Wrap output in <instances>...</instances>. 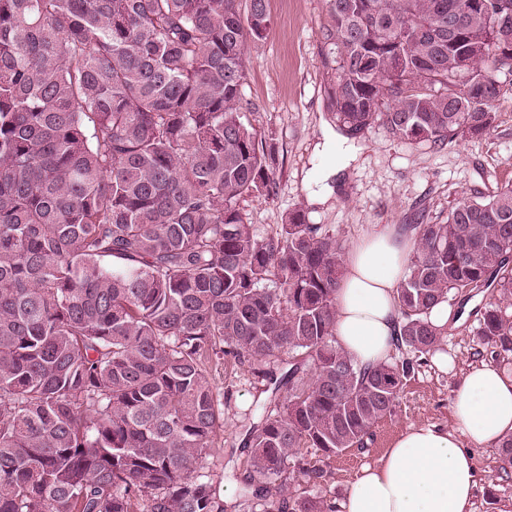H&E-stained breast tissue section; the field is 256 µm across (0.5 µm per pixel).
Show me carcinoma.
I'll return each instance as SVG.
<instances>
[{
  "mask_svg": "<svg viewBox=\"0 0 512 512\" xmlns=\"http://www.w3.org/2000/svg\"><path fill=\"white\" fill-rule=\"evenodd\" d=\"M268 0H0V512H224L197 461L224 427L209 368L288 352L251 427L243 503L335 512L309 486L393 412L407 359L336 345L344 247L289 213L259 238L241 198L276 190L279 150L241 121ZM461 0H329L336 119L443 145L497 127L493 23ZM477 80L470 97L456 88ZM418 239L397 350L434 353L430 310L512 257V185L464 197ZM479 336L512 353V279Z\"/></svg>",
  "mask_w": 512,
  "mask_h": 512,
  "instance_id": "carcinoma-1",
  "label": "carcinoma"
}]
</instances>
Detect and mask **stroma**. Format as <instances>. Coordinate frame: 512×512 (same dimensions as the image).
Segmentation results:
<instances>
[{
    "label": "stroma",
    "mask_w": 512,
    "mask_h": 512,
    "mask_svg": "<svg viewBox=\"0 0 512 512\" xmlns=\"http://www.w3.org/2000/svg\"><path fill=\"white\" fill-rule=\"evenodd\" d=\"M268 10L269 30L248 48L242 88L244 123L273 138L279 150L275 195L240 203L259 236L301 210L349 248L371 225L406 224L419 209L443 218L461 196L512 184V75L501 79L494 104L498 127L491 134L443 147L400 140L379 124L350 136L339 129L332 105L336 48L326 38L328 0H268ZM498 297L494 285L451 294L439 349L415 362L393 412L363 445L331 458L328 477L314 494L339 502L362 467L376 463L408 426L454 427L452 393L470 366L485 362L512 372V362L478 338L482 314ZM211 382L224 404V428L199 467L221 480L226 512H242L237 475L247 457L243 443L271 404L267 380L247 367L218 366ZM474 459L478 487L471 512H512V471L503 472L497 450H475Z\"/></svg>",
    "instance_id": "35a3bbf8"
}]
</instances>
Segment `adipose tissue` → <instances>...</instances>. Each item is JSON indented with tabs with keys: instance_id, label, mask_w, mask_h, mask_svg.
<instances>
[{
	"instance_id": "obj_1",
	"label": "adipose tissue",
	"mask_w": 512,
	"mask_h": 512,
	"mask_svg": "<svg viewBox=\"0 0 512 512\" xmlns=\"http://www.w3.org/2000/svg\"><path fill=\"white\" fill-rule=\"evenodd\" d=\"M414 231L376 224L348 251L336 290V343L361 367L388 361L401 329L397 287L408 272ZM455 428L411 426L350 483L339 512H469L477 487L474 451L512 437V375L472 367L453 392Z\"/></svg>"
}]
</instances>
